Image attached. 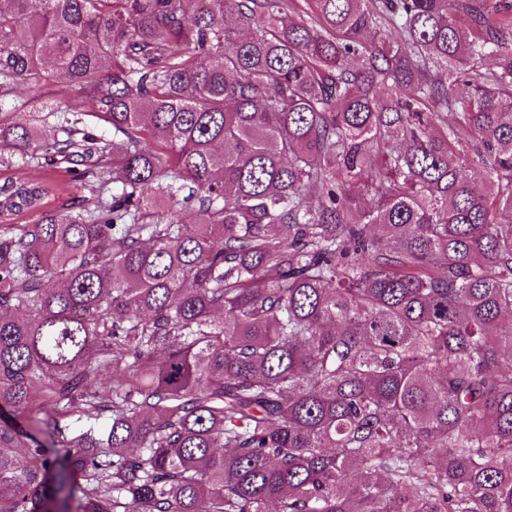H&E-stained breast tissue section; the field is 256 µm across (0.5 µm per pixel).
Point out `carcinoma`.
Masks as SVG:
<instances>
[{
	"label": "carcinoma",
	"mask_w": 512,
	"mask_h": 512,
	"mask_svg": "<svg viewBox=\"0 0 512 512\" xmlns=\"http://www.w3.org/2000/svg\"><path fill=\"white\" fill-rule=\"evenodd\" d=\"M311 6L0 4V512H512V4ZM53 96L63 98L65 100L80 99L81 91L78 87H71L61 90L53 85H44L39 90L29 89L27 85H20L13 96L8 97L3 106L2 112H9L5 116V120L16 122L22 119H30V105L37 97ZM67 167L82 168L81 166L64 162L62 157L52 150L51 153L45 156V159L40 160L39 166L25 169L23 172L26 176L43 180L49 179L57 184L62 189V198H68V194L71 197L88 196V193L83 188L75 186L71 175L67 171Z\"/></svg>",
	"instance_id": "obj_1"
}]
</instances>
